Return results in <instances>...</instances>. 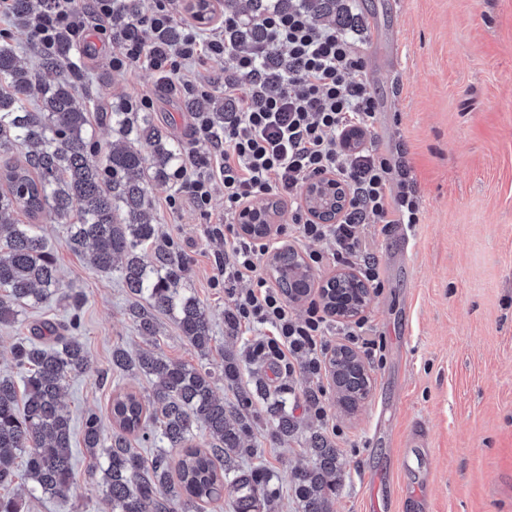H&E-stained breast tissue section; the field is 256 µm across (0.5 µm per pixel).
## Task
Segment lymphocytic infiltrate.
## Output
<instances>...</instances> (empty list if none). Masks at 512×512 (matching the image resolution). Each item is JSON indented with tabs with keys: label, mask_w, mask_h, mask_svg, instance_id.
Masks as SVG:
<instances>
[{
	"label": "lymphocytic infiltrate",
	"mask_w": 512,
	"mask_h": 512,
	"mask_svg": "<svg viewBox=\"0 0 512 512\" xmlns=\"http://www.w3.org/2000/svg\"><path fill=\"white\" fill-rule=\"evenodd\" d=\"M113 0H44L29 26L42 51L53 52L59 36L84 44L89 34L112 43V68L125 73L144 65L168 92L187 98L211 94V79L195 74L193 64L212 61L224 66V99L231 110L223 129L204 112L194 113L189 152L174 172L183 194L170 197V208L206 207L213 179L224 184V212L208 227L224 241L214 258L211 285L229 300L233 328H265L268 338L249 345L252 360H270L292 373L302 359L309 376L322 375L329 333L364 349L376 340L364 320L331 323L317 304L297 315L267 277L271 240L243 235L238 226L243 206L272 196L291 214L288 236L311 243L310 266L333 265L355 270L373 291L384 286L375 256L378 229L394 224L415 226L421 207L409 170L374 141L379 102L370 80L364 41L359 31L314 19L310 0H291L288 10L269 9L251 15L265 40L254 47L234 44L240 24L227 14L219 25L204 28L185 21L177 42L165 38L175 21L179 0H152L145 20L112 27ZM330 174L347 188L336 223L319 224L308 216L302 196L313 177ZM329 242L333 251L321 250Z\"/></svg>",
	"instance_id": "f902f5d3"
}]
</instances>
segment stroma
<instances>
[{
    "label": "stroma",
    "instance_id": "obj_1",
    "mask_svg": "<svg viewBox=\"0 0 512 512\" xmlns=\"http://www.w3.org/2000/svg\"><path fill=\"white\" fill-rule=\"evenodd\" d=\"M358 11L384 37L365 50L381 111L376 143L400 152L422 209L407 251H399L394 233L378 238L385 286L372 294L363 317L382 347L359 353L370 378L366 399L344 408L331 377H324L331 421L324 428L305 403L302 370L278 381L267 364L245 359L252 338L228 333L224 291L208 285L224 242L207 234V215L223 212L224 185L213 183L204 214L189 206L171 210L165 199L179 186L170 181L151 183L150 195L161 231L186 265V286L208 311L213 349L199 358L164 314L159 336H139L121 281L90 269L65 246L62 225L43 218L65 287L85 296L78 334L89 369L69 381L63 401L74 424L92 411L110 428L109 402L120 382L112 372L113 346H145L219 373L229 345L241 357L240 385L219 379L216 395L233 406L240 388L264 379L299 425L284 436L265 400L254 399L249 409L245 445L282 478L276 512H298L289 476L309 464L313 429L330 438L343 464L333 512H369L376 494L391 503L390 512H405L408 488L424 499L418 512H512V0H359ZM90 48L82 85L99 105L91 114L99 146L112 138L104 118L111 105L148 95L157 123L185 150L194 149L183 97L160 90L147 68L113 71L112 44L94 38ZM70 314L56 297L0 327V374L14 372L9 349L17 338L45 320L66 323ZM92 465L76 449L66 495L28 500L19 477L0 487V497L24 500L25 512H107Z\"/></svg>",
    "mask_w": 512,
    "mask_h": 512
}]
</instances>
